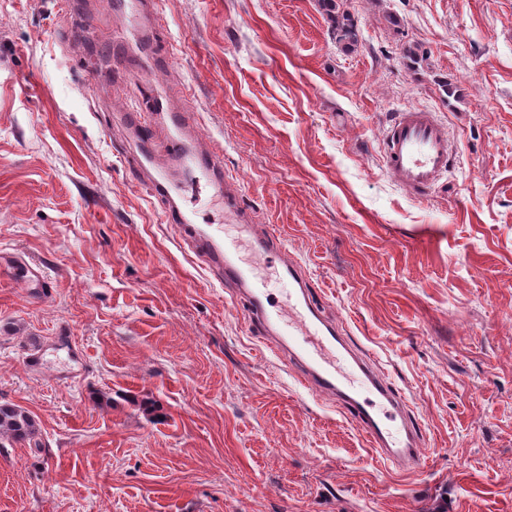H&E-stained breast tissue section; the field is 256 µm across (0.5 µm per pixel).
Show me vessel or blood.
Wrapping results in <instances>:
<instances>
[{"mask_svg": "<svg viewBox=\"0 0 512 512\" xmlns=\"http://www.w3.org/2000/svg\"><path fill=\"white\" fill-rule=\"evenodd\" d=\"M122 119L138 144L163 154L174 168L191 170L196 182L223 197V223L201 225L192 212L173 200L169 179L151 178L146 183L151 195L166 201L167 220L181 240L221 283L230 287L235 298L246 303L249 319L258 333L287 347L305 386L342 401L349 419L365 434L380 459L408 472L423 470L427 465L423 434L408 422L403 399L369 361L346 347L335 324L315 302L304 271L283 257L279 238L270 232L256 235L250 215L224 177L222 153L192 151L182 136L192 123L191 113H166L164 120L174 132L164 137L159 136L146 113L126 112ZM383 145L385 169L413 197L428 196L448 171V130L434 113L421 109L399 112L385 133ZM228 224L236 226L237 237L225 236L224 227ZM258 263L276 265L288 278L290 288L284 311L270 312L266 283L254 273ZM0 271L28 287L32 297L49 298L51 287L36 262L1 255ZM397 419L402 420L405 431V439L399 443L386 426L387 421Z\"/></svg>", "mask_w": 512, "mask_h": 512, "instance_id": "b4317fda", "label": "vessel or blood"}]
</instances>
